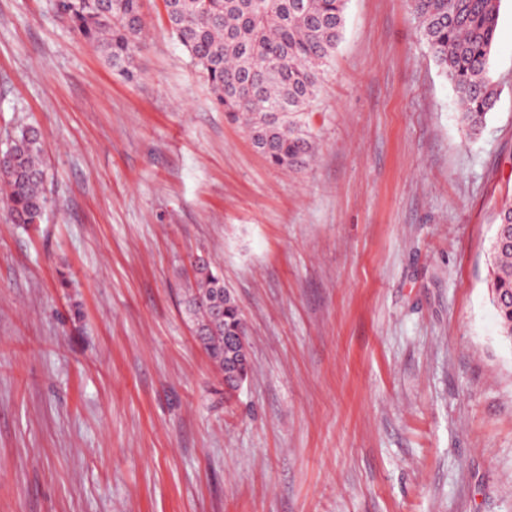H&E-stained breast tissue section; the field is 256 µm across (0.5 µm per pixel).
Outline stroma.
<instances>
[{
	"mask_svg": "<svg viewBox=\"0 0 512 512\" xmlns=\"http://www.w3.org/2000/svg\"><path fill=\"white\" fill-rule=\"evenodd\" d=\"M145 13L127 79L50 0H0V150L38 128L48 198L0 208V512H512V0L475 136L408 0H347L294 173ZM199 255L246 320L229 400L184 312ZM503 224L512 225V202L505 203L498 213V223L491 246V261L489 268L491 302L496 309L501 333L505 338L512 339V245H502L499 230ZM505 226V234H509Z\"/></svg>",
	"mask_w": 512,
	"mask_h": 512,
	"instance_id": "1",
	"label": "stroma"
}]
</instances>
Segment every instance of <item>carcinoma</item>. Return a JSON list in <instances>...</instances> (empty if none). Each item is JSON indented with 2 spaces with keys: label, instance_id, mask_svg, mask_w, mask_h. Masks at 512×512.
<instances>
[{
  "label": "carcinoma",
  "instance_id": "1",
  "mask_svg": "<svg viewBox=\"0 0 512 512\" xmlns=\"http://www.w3.org/2000/svg\"><path fill=\"white\" fill-rule=\"evenodd\" d=\"M500 0H410L420 36L453 84L461 119L477 134L500 90L488 77ZM346 0H163L168 29L198 69L225 117L244 126L274 166L306 167L314 145L306 118L342 39ZM56 13L121 76H135L143 49L144 0H53ZM40 132L22 129L0 153V189L16 224H38L45 209ZM185 311L196 338L230 383L249 376L250 359L224 350V337L247 334L235 296L207 259L191 262ZM491 302L501 333L512 339V245L494 235Z\"/></svg>",
  "mask_w": 512,
  "mask_h": 512
}]
</instances>
